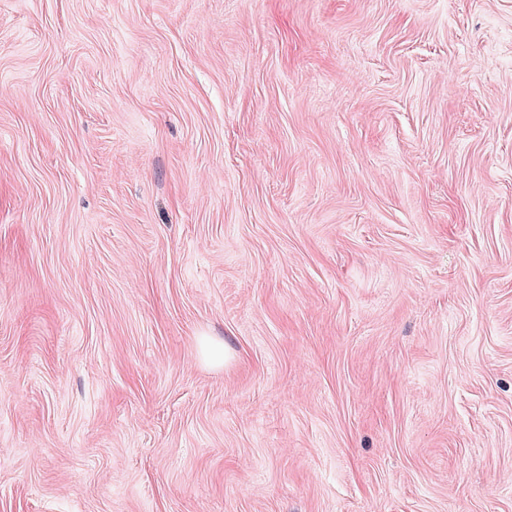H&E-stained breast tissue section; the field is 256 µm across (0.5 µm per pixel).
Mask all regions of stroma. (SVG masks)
Instances as JSON below:
<instances>
[{"instance_id": "stroma-1", "label": "stroma", "mask_w": 512, "mask_h": 512, "mask_svg": "<svg viewBox=\"0 0 512 512\" xmlns=\"http://www.w3.org/2000/svg\"><path fill=\"white\" fill-rule=\"evenodd\" d=\"M0 512H512V0H0Z\"/></svg>"}]
</instances>
